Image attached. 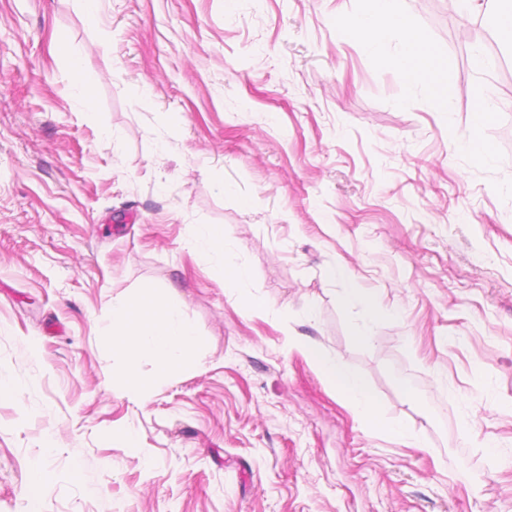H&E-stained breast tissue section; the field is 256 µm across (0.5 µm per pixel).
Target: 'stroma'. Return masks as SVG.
<instances>
[{
    "label": "stroma",
    "mask_w": 512,
    "mask_h": 512,
    "mask_svg": "<svg viewBox=\"0 0 512 512\" xmlns=\"http://www.w3.org/2000/svg\"><path fill=\"white\" fill-rule=\"evenodd\" d=\"M364 5L101 0L93 24L80 0H0V386L21 390L0 512H512V78L471 66L485 4L401 0L448 60L435 102L344 34ZM482 97L487 161L448 143ZM348 285L376 301L369 343ZM142 288L174 290L201 345L135 400L101 325ZM300 341L409 444L355 420ZM223 226L208 225L201 227L189 242L191 248L198 252H208L215 249H224Z\"/></svg>",
    "instance_id": "stroma-1"
}]
</instances>
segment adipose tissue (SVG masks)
Instances as JSON below:
<instances>
[{
    "mask_svg": "<svg viewBox=\"0 0 512 512\" xmlns=\"http://www.w3.org/2000/svg\"><path fill=\"white\" fill-rule=\"evenodd\" d=\"M365 10L352 17L345 29L348 36L362 41L381 62L394 67L405 81L424 86L432 99L448 96V61L434 47L429 35L400 8L399 0H365ZM397 37L396 54L385 52L390 37ZM105 338L113 351L124 359L122 378L133 396L151 387L155 378L177 372L190 363L201 345L194 327L184 321L171 299L159 298L143 289L112 304ZM299 348L333 387L344 405L365 426L377 428L397 440L405 439L402 423H387L364 381L322 349L317 343L303 342ZM150 360L154 377L138 372L142 360Z\"/></svg>",
    "mask_w": 512,
    "mask_h": 512,
    "instance_id": "adipose-tissue-1",
    "label": "adipose tissue"
}]
</instances>
